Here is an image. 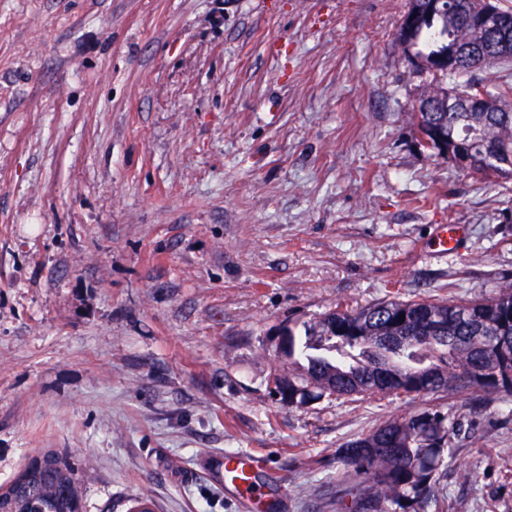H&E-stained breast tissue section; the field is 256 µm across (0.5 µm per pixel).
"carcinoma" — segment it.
<instances>
[{
    "label": "carcinoma",
    "instance_id": "carcinoma-1",
    "mask_svg": "<svg viewBox=\"0 0 512 512\" xmlns=\"http://www.w3.org/2000/svg\"><path fill=\"white\" fill-rule=\"evenodd\" d=\"M470 0L425 21L402 48L406 60L432 66L451 53L456 70L432 73L423 93L435 105L455 90L451 112H412L414 130L466 153L462 172L512 179V112L471 110L478 96L502 103L512 95L506 83L489 88L474 72L512 62V44L488 51L466 22ZM404 321H399V316ZM380 336H396V352L372 349ZM299 405L321 399L354 400L359 395H441L481 390L512 397V282L476 299L404 300L393 296L364 306L341 303L303 325L288 327V371L273 377L271 392L283 382ZM453 408H422L392 417L336 449V484L353 483L343 512H444L440 480L458 445ZM375 452H370V449ZM15 481L20 495L0 500V512H74L69 499L52 505L53 487L80 488L74 466L42 453Z\"/></svg>",
    "mask_w": 512,
    "mask_h": 512
}]
</instances>
